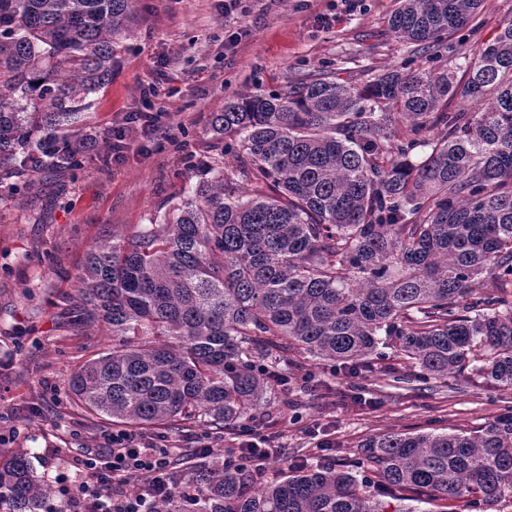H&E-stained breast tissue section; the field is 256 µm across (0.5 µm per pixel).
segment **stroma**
<instances>
[{
    "label": "stroma",
    "instance_id": "obj_1",
    "mask_svg": "<svg viewBox=\"0 0 512 512\" xmlns=\"http://www.w3.org/2000/svg\"><path fill=\"white\" fill-rule=\"evenodd\" d=\"M135 9L112 81L97 94L88 122L102 131L150 105L168 112L171 139L149 154L129 148L117 165L98 161L75 178L55 175L39 195L14 199L0 190V430L14 431L0 451L27 452L37 476L52 483L61 473L77 479L72 461L86 449L112 445L111 419L86 409L68 389L70 375L112 345L103 331L73 322L74 276L89 245L116 231L132 233L195 183L184 156L210 155L206 117L227 101L323 71L362 86L387 68L424 65L390 30L393 0H363L353 11L341 0H136ZM332 15L336 23L324 25ZM511 17L512 0H482L479 27L457 37L476 51ZM241 27L247 37L229 45L226 31ZM313 372L305 389L267 396L277 451L258 486L281 479L288 464L316 461L317 440L332 441L324 458L336 465L366 437L472 431L512 401V390L475 373L465 396L416 382L382 388L372 376L359 400L332 366L321 363ZM157 433L183 456L179 472L215 460L201 451L209 429L180 425Z\"/></svg>",
    "mask_w": 512,
    "mask_h": 512
}]
</instances>
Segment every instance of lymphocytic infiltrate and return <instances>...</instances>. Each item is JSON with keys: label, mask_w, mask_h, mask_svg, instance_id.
I'll list each match as a JSON object with an SVG mask.
<instances>
[{"label": "lymphocytic infiltrate", "mask_w": 512, "mask_h": 512, "mask_svg": "<svg viewBox=\"0 0 512 512\" xmlns=\"http://www.w3.org/2000/svg\"><path fill=\"white\" fill-rule=\"evenodd\" d=\"M166 118L162 111L127 113L112 127L113 161L131 137H139L144 152L168 138ZM173 461L172 447L130 429L113 431L108 453L88 451L77 459L80 480L62 487L65 512H149L176 487Z\"/></svg>", "instance_id": "1"}]
</instances>
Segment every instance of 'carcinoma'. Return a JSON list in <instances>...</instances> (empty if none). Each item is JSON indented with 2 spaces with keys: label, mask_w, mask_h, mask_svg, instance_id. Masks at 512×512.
<instances>
[{
  "label": "carcinoma",
  "mask_w": 512,
  "mask_h": 512,
  "mask_svg": "<svg viewBox=\"0 0 512 512\" xmlns=\"http://www.w3.org/2000/svg\"><path fill=\"white\" fill-rule=\"evenodd\" d=\"M135 0H0V182L30 196L97 161L82 126L112 78ZM481 0H395L391 31L438 58ZM455 67H395L364 86L310 75L212 112L214 156L188 194L131 235L92 245L76 275L83 324L112 347L69 388L118 423L254 420L267 393L333 364L362 388L385 349L391 385H448L473 362L512 388V18ZM471 104L448 110V101ZM236 165L224 171V155ZM485 290H477V285ZM349 465L291 464L256 489L200 465L153 512H386L512 498V413L473 432L391 431ZM24 453L0 459V512H48Z\"/></svg>",
  "instance_id": "1"
}]
</instances>
